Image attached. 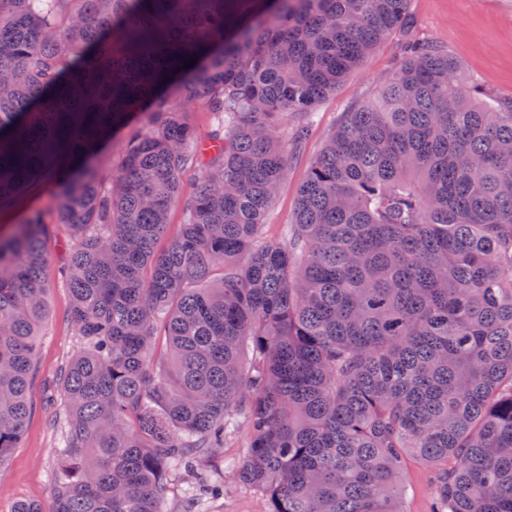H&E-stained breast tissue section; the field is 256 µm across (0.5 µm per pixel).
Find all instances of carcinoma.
Masks as SVG:
<instances>
[{
  "mask_svg": "<svg viewBox=\"0 0 512 512\" xmlns=\"http://www.w3.org/2000/svg\"><path fill=\"white\" fill-rule=\"evenodd\" d=\"M408 3L0 0V207L54 181L84 344L49 512H167L170 474L241 426L233 478L264 512H403L409 455L452 460L434 512H512V98L404 42L264 235L315 106ZM47 233L37 210L0 237V464L32 412Z\"/></svg>",
  "mask_w": 512,
  "mask_h": 512,
  "instance_id": "cac0c4a2",
  "label": "carcinoma"
}]
</instances>
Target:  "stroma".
<instances>
[{
    "label": "stroma",
    "instance_id": "stroma-1",
    "mask_svg": "<svg viewBox=\"0 0 512 512\" xmlns=\"http://www.w3.org/2000/svg\"><path fill=\"white\" fill-rule=\"evenodd\" d=\"M415 27L412 37L442 42L487 101L512 97V0H409ZM402 35L386 39L364 65L352 71L316 106L308 140L288 172V179L272 203L267 227L275 236L293 223L298 189L312 159L325 145L346 112L373 98L399 55ZM53 188L48 181L34 183L23 200L0 208V236L13 233L30 211L53 213ZM49 261L43 275L49 285L50 315L41 329L36 371L31 383L32 412L18 448L0 464V512H10L15 501L28 499L50 506L57 473L58 444L67 403L58 390L61 368L81 350V338L70 319L71 295L63 270L71 249L70 237L49 225L46 239ZM223 462L209 469L223 478V499L203 502L204 512H263L264 504L252 489L235 485L224 474ZM407 496L404 512H430L432 478L415 460L404 467Z\"/></svg>",
    "mask_w": 512,
    "mask_h": 512
}]
</instances>
